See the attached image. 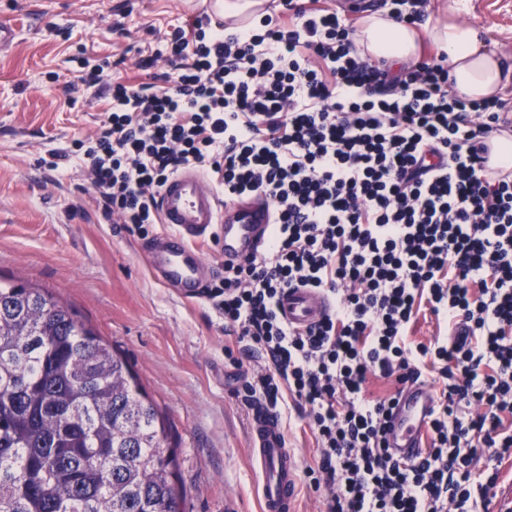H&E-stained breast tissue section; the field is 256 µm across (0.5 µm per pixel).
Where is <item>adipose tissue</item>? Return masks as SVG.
<instances>
[{"instance_id": "1", "label": "adipose tissue", "mask_w": 512, "mask_h": 512, "mask_svg": "<svg viewBox=\"0 0 512 512\" xmlns=\"http://www.w3.org/2000/svg\"><path fill=\"white\" fill-rule=\"evenodd\" d=\"M469 11V0H438L434 21L421 32L393 21L387 11L367 12L357 45L362 56L400 65L416 61L423 40H430L448 56L453 93L472 100L493 97L503 84L504 66L486 29L466 21Z\"/></svg>"}]
</instances>
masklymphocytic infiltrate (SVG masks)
I'll return each instance as SVG.
<instances>
[{
  "instance_id": "1",
  "label": "lymphocytic infiltrate",
  "mask_w": 512,
  "mask_h": 512,
  "mask_svg": "<svg viewBox=\"0 0 512 512\" xmlns=\"http://www.w3.org/2000/svg\"><path fill=\"white\" fill-rule=\"evenodd\" d=\"M227 30L207 14L166 39L172 71L139 85L83 82L112 110L67 151L87 165L96 205L132 232L159 223L178 171L206 173L225 201L273 209L264 250L224 266L205 295L238 342L266 355L247 397L304 408L316 455L304 474L325 512H512V179L483 170L487 138L512 124L499 98L450 90L445 55L393 72L361 56L353 19L323 0ZM316 288L332 314L304 331L283 293ZM466 336L409 338L420 311ZM431 373L437 398L416 460L385 429L405 383ZM391 383L369 391L370 377Z\"/></svg>"
}]
</instances>
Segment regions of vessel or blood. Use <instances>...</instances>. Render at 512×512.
<instances>
[{
  "label": "vessel or blood",
  "mask_w": 512,
  "mask_h": 512,
  "mask_svg": "<svg viewBox=\"0 0 512 512\" xmlns=\"http://www.w3.org/2000/svg\"><path fill=\"white\" fill-rule=\"evenodd\" d=\"M165 229L143 248L153 275L186 299H197L215 269L196 251L197 243H220L225 259H243L262 249L271 222L269 207L258 199L224 202L195 168L182 169L163 187L158 199ZM333 310L332 300L315 288L294 287L280 299L289 325L304 330ZM437 401L426 381L408 383L386 434L394 457L417 456ZM250 443L260 471L261 512H296L299 467L276 408L255 400L249 412Z\"/></svg>",
  "instance_id": "vessel-or-blood-1"
}]
</instances>
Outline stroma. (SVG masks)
<instances>
[{
  "instance_id": "stroma-1",
  "label": "stroma",
  "mask_w": 512,
  "mask_h": 512,
  "mask_svg": "<svg viewBox=\"0 0 512 512\" xmlns=\"http://www.w3.org/2000/svg\"><path fill=\"white\" fill-rule=\"evenodd\" d=\"M512 71V0H473ZM202 10L200 0H0L18 29L0 52V280L49 290L124 357L166 417L187 495L184 512H260L249 448L244 379L267 366L225 334L207 299L188 301L149 271L118 217L97 208L86 170L56 162L94 136L108 97L80 79L82 55L112 60L139 83L168 70L164 36ZM153 57L151 70L139 63ZM277 410L299 466L315 442L291 398Z\"/></svg>"
}]
</instances>
